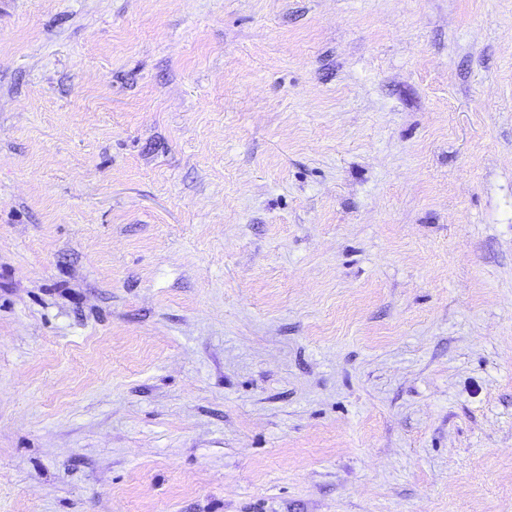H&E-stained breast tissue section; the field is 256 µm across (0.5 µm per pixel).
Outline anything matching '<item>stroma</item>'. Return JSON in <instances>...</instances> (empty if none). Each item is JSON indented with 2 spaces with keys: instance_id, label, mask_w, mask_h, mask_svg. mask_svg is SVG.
<instances>
[{
  "instance_id": "obj_1",
  "label": "stroma",
  "mask_w": 512,
  "mask_h": 512,
  "mask_svg": "<svg viewBox=\"0 0 512 512\" xmlns=\"http://www.w3.org/2000/svg\"><path fill=\"white\" fill-rule=\"evenodd\" d=\"M0 512H512V0H0Z\"/></svg>"
}]
</instances>
